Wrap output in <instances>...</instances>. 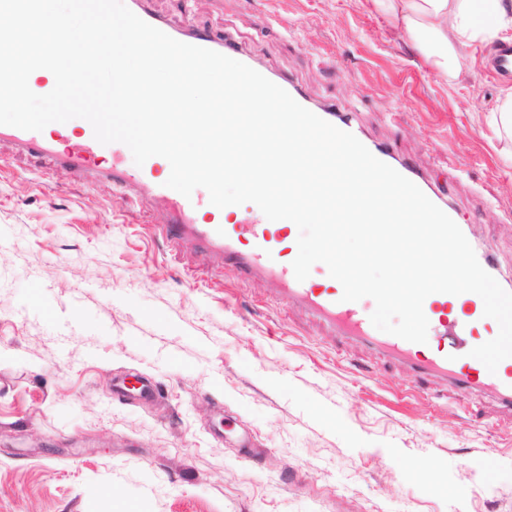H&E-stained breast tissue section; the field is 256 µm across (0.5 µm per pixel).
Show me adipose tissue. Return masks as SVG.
<instances>
[{"label": "adipose tissue", "mask_w": 512, "mask_h": 512, "mask_svg": "<svg viewBox=\"0 0 512 512\" xmlns=\"http://www.w3.org/2000/svg\"><path fill=\"white\" fill-rule=\"evenodd\" d=\"M366 7L391 19L451 82L472 62L475 46L512 39V0H366Z\"/></svg>", "instance_id": "ef3b65f1"}]
</instances>
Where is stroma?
I'll return each instance as SVG.
<instances>
[{"label":"stroma","mask_w":512,"mask_h":512,"mask_svg":"<svg viewBox=\"0 0 512 512\" xmlns=\"http://www.w3.org/2000/svg\"><path fill=\"white\" fill-rule=\"evenodd\" d=\"M147 7L232 32L311 104L357 114L512 282V139L487 123L512 80L492 47L450 83L361 0ZM166 210L0 145V512H512L507 408L409 391L406 366L332 340L273 284L155 235ZM130 374L155 397L117 395Z\"/></svg>","instance_id":"obj_1"}]
</instances>
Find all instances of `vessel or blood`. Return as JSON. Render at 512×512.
Segmentation results:
<instances>
[{
    "mask_svg": "<svg viewBox=\"0 0 512 512\" xmlns=\"http://www.w3.org/2000/svg\"><path fill=\"white\" fill-rule=\"evenodd\" d=\"M130 9L177 41L207 48L240 62L245 59L241 47L229 34L181 33L142 7L140 0H132ZM315 113L341 130L354 135L360 132L352 119L333 107H319ZM64 129L61 123L40 132L0 128V142L13 143L27 154L50 160L53 166L67 169L74 177L92 176L110 181L120 191L135 190L170 200L169 214L155 226L167 240L211 252L222 260L224 267L234 271L239 280L262 278L274 283L284 304L303 306L328 325L338 338L362 343L377 349L386 358L405 363L414 379L436 378L446 392L459 398L485 392L512 408V358L504 359L492 373L469 355L473 347L483 344L485 337L498 333L497 324L485 317L480 297L468 299L465 316L453 321L445 314L447 294L435 293L425 299L423 311L429 321L428 337L433 340V347L395 335H382L370 321L374 301L369 298L342 301L343 288L328 283L326 265H316L306 280H297L291 262L285 258L279 231L259 220L257 214L246 212L239 223H225L223 209L211 204L205 189H195L187 198L166 187L158 158H149L143 166L129 169L122 163L127 152L125 144L99 143L91 124L85 121L81 124L79 142L65 145L59 138ZM203 212L208 215L204 221L199 218Z\"/></svg>",
    "mask_w": 512,
    "mask_h": 512,
    "instance_id": "1",
    "label": "vessel or blood"
}]
</instances>
